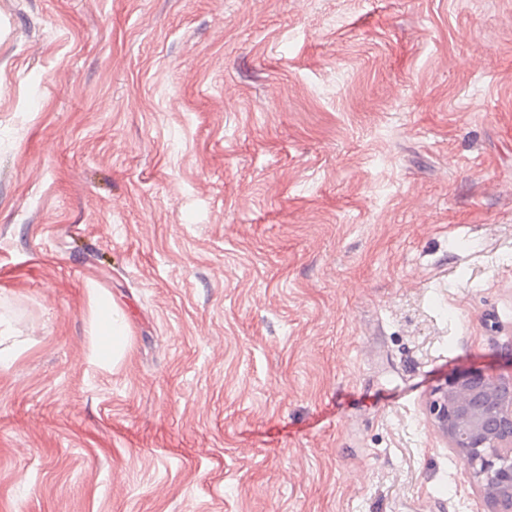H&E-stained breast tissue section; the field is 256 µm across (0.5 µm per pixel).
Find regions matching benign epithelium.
<instances>
[{
	"label": "benign epithelium",
	"instance_id": "7a95c632",
	"mask_svg": "<svg viewBox=\"0 0 512 512\" xmlns=\"http://www.w3.org/2000/svg\"><path fill=\"white\" fill-rule=\"evenodd\" d=\"M512 376L494 378L479 370L448 378L434 391V422L481 481L490 512H512V393L498 399Z\"/></svg>",
	"mask_w": 512,
	"mask_h": 512
}]
</instances>
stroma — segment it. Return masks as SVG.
I'll use <instances>...</instances> for the list:
<instances>
[{"mask_svg": "<svg viewBox=\"0 0 512 512\" xmlns=\"http://www.w3.org/2000/svg\"><path fill=\"white\" fill-rule=\"evenodd\" d=\"M0 334V512H488L512 0H0ZM92 301L95 339L92 357L102 366H115L128 350V333L118 310L110 306L97 288H89ZM508 386L506 398L496 394ZM512 375L494 378L479 370L448 378L434 391V422L480 479L490 512L512 511Z\"/></svg>", "mask_w": 512, "mask_h": 512, "instance_id": "obj_1", "label": "stroma"}]
</instances>
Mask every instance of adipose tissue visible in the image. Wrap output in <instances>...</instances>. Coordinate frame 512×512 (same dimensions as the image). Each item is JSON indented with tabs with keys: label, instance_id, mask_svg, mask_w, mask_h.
Here are the masks:
<instances>
[{
	"label": "adipose tissue",
	"instance_id": "1",
	"mask_svg": "<svg viewBox=\"0 0 512 512\" xmlns=\"http://www.w3.org/2000/svg\"><path fill=\"white\" fill-rule=\"evenodd\" d=\"M95 339L92 357L97 364L114 366L128 350V333L118 310L110 306L98 289H90Z\"/></svg>",
	"mask_w": 512,
	"mask_h": 512
}]
</instances>
